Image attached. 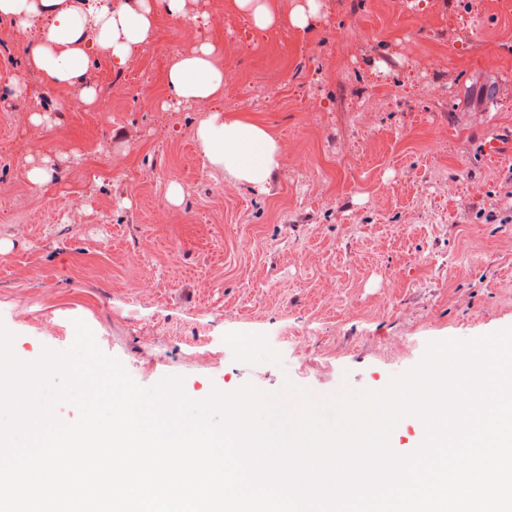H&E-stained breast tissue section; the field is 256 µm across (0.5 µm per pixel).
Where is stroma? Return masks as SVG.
<instances>
[{
    "instance_id": "stroma-1",
    "label": "stroma",
    "mask_w": 512,
    "mask_h": 512,
    "mask_svg": "<svg viewBox=\"0 0 512 512\" xmlns=\"http://www.w3.org/2000/svg\"><path fill=\"white\" fill-rule=\"evenodd\" d=\"M318 2L307 29L260 31L225 0H188L194 41L157 13L159 46L91 60L113 112L44 88L0 23V59L41 94L0 96V150L14 153L0 172V325L17 359L68 350L80 320L143 387L179 376L199 401L290 382L324 397L357 376L385 388L431 343L512 328V0ZM201 42L223 59L227 98L246 96L244 115L283 144L264 193L205 165L194 131L208 104L167 103L172 60ZM46 163L50 182L32 184ZM73 190L84 204L64 211ZM119 288L132 298L120 312ZM16 304L17 319L3 311ZM306 326L320 370L249 347ZM225 336L243 350L211 357Z\"/></svg>"
}]
</instances>
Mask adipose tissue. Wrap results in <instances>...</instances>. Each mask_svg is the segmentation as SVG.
Wrapping results in <instances>:
<instances>
[{
    "instance_id": "obj_1",
    "label": "adipose tissue",
    "mask_w": 512,
    "mask_h": 512,
    "mask_svg": "<svg viewBox=\"0 0 512 512\" xmlns=\"http://www.w3.org/2000/svg\"><path fill=\"white\" fill-rule=\"evenodd\" d=\"M238 12L247 14L256 28L275 26L305 29L316 17L317 0H298L287 14L276 13L269 0H233ZM187 17V0H137L135 5L114 6L112 0H0V20L21 29L45 21L39 35L26 43L24 61L51 86L78 92L93 100L85 82L93 54L101 53L113 64H124L134 46L150 41L158 11ZM167 82L174 104L206 102L211 109L197 125L195 139L210 167L246 184L255 192L265 190L269 175L279 168L282 145L260 123L224 111V68L213 45L200 44L179 56L168 71Z\"/></svg>"
}]
</instances>
